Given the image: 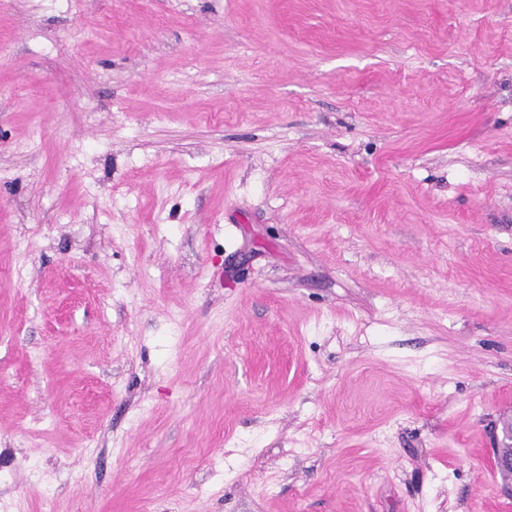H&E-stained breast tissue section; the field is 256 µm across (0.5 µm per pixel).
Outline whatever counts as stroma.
<instances>
[{
    "instance_id": "35a3bbf8",
    "label": "stroma",
    "mask_w": 512,
    "mask_h": 512,
    "mask_svg": "<svg viewBox=\"0 0 512 512\" xmlns=\"http://www.w3.org/2000/svg\"><path fill=\"white\" fill-rule=\"evenodd\" d=\"M512 0H0V512H512Z\"/></svg>"
}]
</instances>
